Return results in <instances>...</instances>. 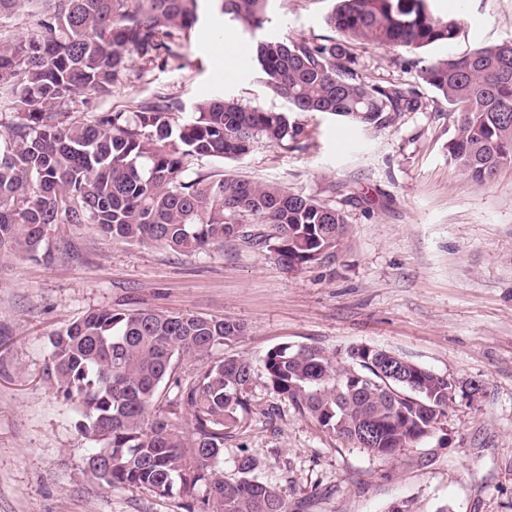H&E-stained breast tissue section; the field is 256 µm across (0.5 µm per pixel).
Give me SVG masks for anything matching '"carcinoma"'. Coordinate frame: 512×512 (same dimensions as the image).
I'll return each mask as SVG.
<instances>
[{
    "label": "carcinoma",
    "instance_id": "1",
    "mask_svg": "<svg viewBox=\"0 0 512 512\" xmlns=\"http://www.w3.org/2000/svg\"><path fill=\"white\" fill-rule=\"evenodd\" d=\"M200 0H0V254L36 257L56 224H95L112 240L153 243L192 255L232 238L263 244L288 269L320 264L346 238L344 215L274 182L192 178V161L235 159L263 141L298 146L295 115L326 113L382 126L420 108L413 93L356 79L351 46L416 56L418 78L456 114L448 157L474 183L512 163V42L423 62L421 50L452 41L458 24L428 0H335L326 17L339 39L261 41L256 60L286 112L247 108L231 97L182 107L159 92L129 110H91L134 59L180 67ZM243 30L263 26L269 0H218ZM84 122L70 120L78 107ZM266 224L274 233L248 230ZM244 326L230 319L153 309L88 311L50 338L47 381L80 414L91 444L88 470L102 484L190 498L187 512H288L283 490L243 456L231 479L212 468L247 411L250 360H210ZM202 361L189 380L178 360ZM336 365L314 346L282 345L264 358L267 387L323 428L393 458L447 416L448 379L413 362L392 379L386 356L347 353ZM191 410L187 428L175 422ZM205 486L198 499L194 491Z\"/></svg>",
    "mask_w": 512,
    "mask_h": 512
}]
</instances>
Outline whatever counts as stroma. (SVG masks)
I'll use <instances>...</instances> for the list:
<instances>
[{
  "label": "stroma",
  "instance_id": "obj_1",
  "mask_svg": "<svg viewBox=\"0 0 512 512\" xmlns=\"http://www.w3.org/2000/svg\"><path fill=\"white\" fill-rule=\"evenodd\" d=\"M332 0H269L262 28L241 31L214 0L182 49L180 67L132 64L108 102L164 92L191 111L227 96L284 112L253 49L286 36L327 42ZM458 20L457 37L423 51L444 59L512 42V0H430ZM360 80L412 91L419 109L361 126L305 113L308 139L264 143L239 159L204 158L205 176H246L317 196L341 211L348 236L335 262L291 271L268 247L239 239L195 255L120 243L94 224H58L51 261L0 254V512H185L179 494L108 487L85 467L89 442L75 409L47 381L50 337L93 309H156L244 324L213 359L248 358L251 409L218 464L239 457L285 492L290 512H512V165L478 185L448 159L447 103L416 77L407 53L356 47ZM324 349L337 362L357 344L386 349L455 382L442 430L387 460L301 414L265 384L263 359L281 345ZM478 386L476 397L465 390Z\"/></svg>",
  "mask_w": 512,
  "mask_h": 512
}]
</instances>
